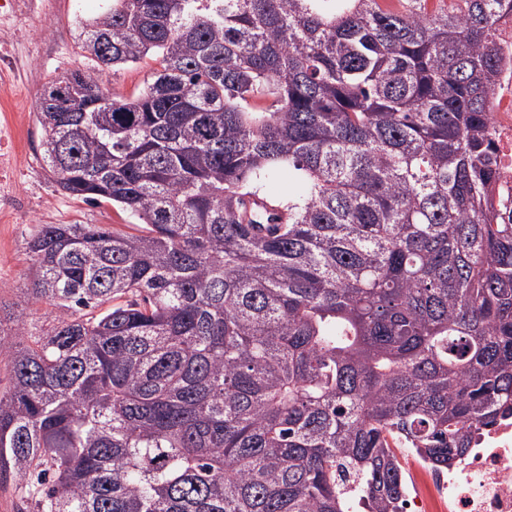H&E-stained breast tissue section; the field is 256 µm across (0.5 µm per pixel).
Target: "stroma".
I'll return each mask as SVG.
<instances>
[{"label": "stroma", "instance_id": "stroma-1", "mask_svg": "<svg viewBox=\"0 0 512 512\" xmlns=\"http://www.w3.org/2000/svg\"><path fill=\"white\" fill-rule=\"evenodd\" d=\"M107 0H53L41 28L26 35L36 49L28 77L30 90L15 97L11 110L25 129L16 191L26 205L0 222V305L25 316L32 325L46 329L55 309L32 300L29 292V257L26 241L44 224H101L122 233L135 232V220L118 206L88 204L64 194L40 153L39 98L43 85L53 76L85 68L87 61L78 46L79 24L100 13Z\"/></svg>", "mask_w": 512, "mask_h": 512}]
</instances>
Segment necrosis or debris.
Instances as JSON below:
<instances>
[{
    "mask_svg": "<svg viewBox=\"0 0 512 512\" xmlns=\"http://www.w3.org/2000/svg\"><path fill=\"white\" fill-rule=\"evenodd\" d=\"M49 0H0V78L11 81L27 65L16 40L42 20ZM495 43L503 66L493 90L490 133L499 165L493 195L495 220L512 223V11L497 25ZM20 129L0 119V213L16 210L14 190ZM405 512H512V416L482 431L469 455L445 472H429L424 489L410 494Z\"/></svg>",
    "mask_w": 512,
    "mask_h": 512,
    "instance_id": "obj_1",
    "label": "necrosis or debris"
}]
</instances>
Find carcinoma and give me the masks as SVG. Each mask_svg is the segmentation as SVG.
Instances as JSON below:
<instances>
[{"label": "carcinoma", "mask_w": 512, "mask_h": 512, "mask_svg": "<svg viewBox=\"0 0 512 512\" xmlns=\"http://www.w3.org/2000/svg\"><path fill=\"white\" fill-rule=\"evenodd\" d=\"M112 0L51 79L60 189L136 234L26 242L42 333H0L15 512H404L512 415V224L490 203L503 3ZM151 55L136 96L116 73ZM273 99L275 109L264 106ZM302 174L257 206L275 172Z\"/></svg>", "instance_id": "1"}]
</instances>
